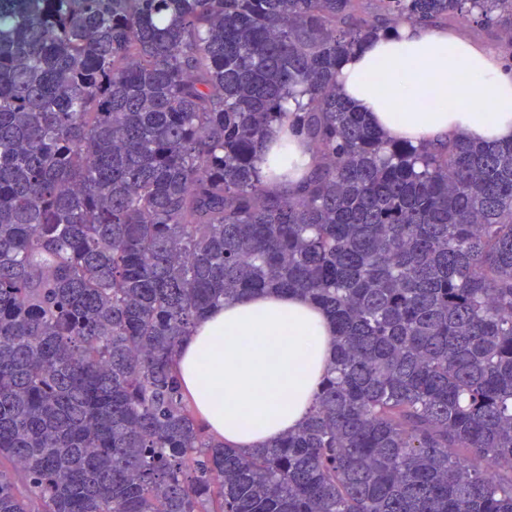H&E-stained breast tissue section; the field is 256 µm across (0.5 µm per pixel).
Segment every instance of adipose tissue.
Wrapping results in <instances>:
<instances>
[{
    "mask_svg": "<svg viewBox=\"0 0 512 512\" xmlns=\"http://www.w3.org/2000/svg\"><path fill=\"white\" fill-rule=\"evenodd\" d=\"M337 85L399 142L512 141V63L439 27L407 24L380 36L343 61ZM333 334L331 317L305 296L260 293L211 309L181 340L174 369L217 441L255 448L303 424Z\"/></svg>",
    "mask_w": 512,
    "mask_h": 512,
    "instance_id": "adipose-tissue-1",
    "label": "adipose tissue"
}]
</instances>
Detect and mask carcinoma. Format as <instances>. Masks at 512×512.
<instances>
[{
  "label": "carcinoma",
  "instance_id": "cac0c4a2",
  "mask_svg": "<svg viewBox=\"0 0 512 512\" xmlns=\"http://www.w3.org/2000/svg\"><path fill=\"white\" fill-rule=\"evenodd\" d=\"M455 17L512 57V0H0V512H512V143L337 93ZM285 121L315 164L275 191ZM266 290L334 360L301 430L224 448L179 342Z\"/></svg>",
  "mask_w": 512,
  "mask_h": 512
}]
</instances>
